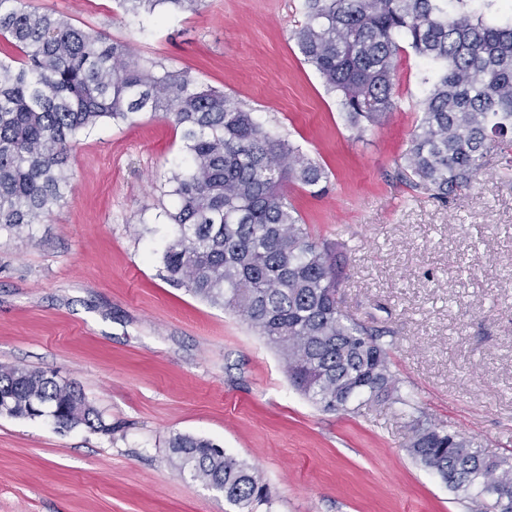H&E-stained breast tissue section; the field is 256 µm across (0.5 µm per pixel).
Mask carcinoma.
I'll list each match as a JSON object with an SVG mask.
<instances>
[{"instance_id": "carcinoma-1", "label": "carcinoma", "mask_w": 512, "mask_h": 512, "mask_svg": "<svg viewBox=\"0 0 512 512\" xmlns=\"http://www.w3.org/2000/svg\"><path fill=\"white\" fill-rule=\"evenodd\" d=\"M302 0L293 31L305 63L338 97L350 127L377 125L394 109L398 58L410 47L430 65L427 93L401 175L438 199L470 187L493 149L512 153V19L489 18L497 0ZM126 12L197 11L202 0H118ZM0 38L21 57H0V232L41 223L62 200L78 134L109 119L160 112L182 130L184 157L166 179L173 233L159 254L166 278L241 316L281 355L292 383L326 410L406 406L387 347L343 313L336 253L315 242L287 189L325 191L328 172L269 132L251 109L142 59L131 45L75 27L26 0H0ZM8 415L47 418L56 429L110 433L79 384L40 369L0 365ZM413 460L463 495L469 512H512V457L416 418ZM177 468L257 512L270 490L255 469L187 434L169 443ZM506 488L493 507L487 481Z\"/></svg>"}]
</instances>
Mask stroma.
I'll return each instance as SVG.
<instances>
[{
	"label": "stroma",
	"instance_id": "1",
	"mask_svg": "<svg viewBox=\"0 0 512 512\" xmlns=\"http://www.w3.org/2000/svg\"><path fill=\"white\" fill-rule=\"evenodd\" d=\"M142 58L241 100L329 174L292 205L336 247L337 298L382 331L410 406L326 411L239 316L174 285L155 216L184 155L161 114L82 132L63 200L27 235L0 234V364L77 381L108 434L0 415V512H238L180 473L176 434L255 467L258 512H467L408 455L418 416L512 455V155L490 152L471 188L439 201L400 177L426 64L404 51L396 109L350 128L292 39L301 0H205L196 12H123L115 0H28Z\"/></svg>",
	"mask_w": 512,
	"mask_h": 512
}]
</instances>
